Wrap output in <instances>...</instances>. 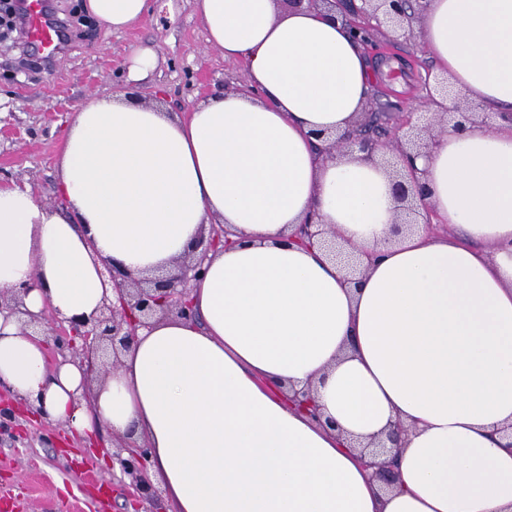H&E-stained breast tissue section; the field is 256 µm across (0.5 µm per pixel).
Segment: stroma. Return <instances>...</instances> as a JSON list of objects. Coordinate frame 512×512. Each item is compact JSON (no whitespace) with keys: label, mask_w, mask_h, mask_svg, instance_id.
Returning <instances> with one entry per match:
<instances>
[{"label":"stroma","mask_w":512,"mask_h":512,"mask_svg":"<svg viewBox=\"0 0 512 512\" xmlns=\"http://www.w3.org/2000/svg\"><path fill=\"white\" fill-rule=\"evenodd\" d=\"M50 2L70 34L51 69L22 72L19 50L0 51V183L29 188L43 202L56 196L60 143L88 96L131 87L149 103L161 90L167 111L175 112L207 99L218 86L248 83L244 64L225 60L208 43L193 0H156L153 13L122 33L105 32L86 16L74 21L80 0ZM376 40L392 43L389 65L400 74L377 72L368 105L393 125L402 115L422 113L432 61L421 31L395 40L384 29ZM146 47L156 54L155 68L128 85L129 60ZM80 444L61 425L0 403V512H130L127 491L112 470L91 454L75 457Z\"/></svg>","instance_id":"1"}]
</instances>
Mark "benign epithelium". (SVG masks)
<instances>
[{
  "label": "benign epithelium",
  "instance_id": "7a95c632",
  "mask_svg": "<svg viewBox=\"0 0 512 512\" xmlns=\"http://www.w3.org/2000/svg\"><path fill=\"white\" fill-rule=\"evenodd\" d=\"M357 6L352 0H284L290 9L306 7L323 11L329 18L340 21L347 29L370 34V30L386 26L399 36L412 33V23L417 11L422 9V0H360ZM451 93L448 82L434 87V93L428 94V104L435 105L439 111L434 113L432 123L424 126L412 125L411 118L402 119L398 127L380 137L371 131L377 115L364 112L352 133L343 135L325 132L315 133V137L325 143L329 154L347 145L358 147L363 159L375 163L381 154L388 151L396 155L408 167V173L393 169L392 193L399 213L398 223L411 225L423 224L432 227L426 214L419 211L416 198L425 196L426 183L424 172L414 167V159L429 153L440 135L451 130L464 132L471 127L492 129L484 120L480 104L454 94L456 105L453 109L443 106L436 96L446 97ZM297 242L304 245L320 244L333 256H343V249L336 234L328 230L314 228L312 224H303L299 230ZM231 244L224 233V226L213 224L209 235L202 236L196 242L195 256L183 261L175 275L134 278L116 267L106 265L112 288V300L105 301L99 313L87 319L62 321L51 325V337L46 340L47 350L62 361H77L85 367L86 374L93 376L107 357L112 363L120 362V356L128 350L139 327L158 315L175 316L184 319L193 317V311L187 300V284L191 276L198 275L209 253ZM403 428L393 424L371 449L372 460L366 462L376 468V474L387 485L395 479L393 462L384 459L392 448L400 447ZM119 464L121 474L129 479V488L133 496L153 498L158 495L156 487L147 477L149 451L145 446L127 440L112 454Z\"/></svg>",
  "mask_w": 512,
  "mask_h": 512
}]
</instances>
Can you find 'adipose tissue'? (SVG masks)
Instances as JSON below:
<instances>
[{"label": "adipose tissue", "mask_w": 512, "mask_h": 512, "mask_svg": "<svg viewBox=\"0 0 512 512\" xmlns=\"http://www.w3.org/2000/svg\"><path fill=\"white\" fill-rule=\"evenodd\" d=\"M154 8L80 5L112 32ZM194 8L251 92L183 115L127 91L89 97L57 155L66 208L0 185V293L35 316L87 318L107 264L177 273L221 224L232 243L192 283L196 320L139 328L91 389L0 314V388L85 441L105 428L146 445L174 512H512V125L448 133L418 158L423 206L448 232L395 234L384 169L314 148L315 132L352 127L375 81L342 24L276 0ZM422 27L438 73L512 112V0H427ZM309 222L372 254L358 283L295 242ZM307 386L317 422L293 400ZM397 422L386 487L355 443Z\"/></svg>", "instance_id": "adipose-tissue-1"}]
</instances>
